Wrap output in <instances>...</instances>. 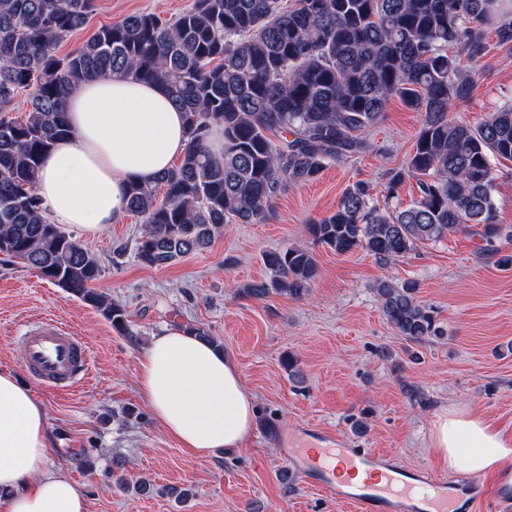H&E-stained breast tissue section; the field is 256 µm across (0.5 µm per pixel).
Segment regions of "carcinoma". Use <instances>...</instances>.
I'll return each mask as SVG.
<instances>
[{
  "label": "carcinoma",
  "instance_id": "carcinoma-1",
  "mask_svg": "<svg viewBox=\"0 0 512 512\" xmlns=\"http://www.w3.org/2000/svg\"><path fill=\"white\" fill-rule=\"evenodd\" d=\"M505 0H193L172 21L148 12L98 29L73 51L59 44L81 29L94 0H0V254L95 308L120 331L125 308L91 284L96 256L50 223L36 194L42 156L68 133L65 100L85 79L127 73L163 87L185 112L189 144L153 185L134 183L128 210L144 218L137 258L167 266L206 248L231 220L260 224L288 186L315 179L331 161L372 150L367 132L398 98L421 128L406 163L390 172L386 199L408 179L417 198L381 207L363 181L336 210L308 226L338 254L363 249L381 264L474 224L486 245L512 239L496 222L491 160H512V105L473 127L451 112L473 92L471 72L490 45L512 47ZM26 117H13L20 93ZM214 125L224 151L205 146ZM267 280L243 288L263 299H298L318 276L312 251L263 254ZM392 328L414 343L440 335L413 281L376 284Z\"/></svg>",
  "mask_w": 512,
  "mask_h": 512
}]
</instances>
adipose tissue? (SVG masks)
Returning <instances> with one entry per match:
<instances>
[{
  "mask_svg": "<svg viewBox=\"0 0 512 512\" xmlns=\"http://www.w3.org/2000/svg\"><path fill=\"white\" fill-rule=\"evenodd\" d=\"M68 136L44 157L37 193L51 223L97 235L127 213L131 183L153 184L182 156L184 115L164 88L130 75L92 78L68 98ZM138 388L155 420L190 456L244 447L255 421L253 395L224 351L171 326L139 354ZM43 403L0 371V512H87L82 485L48 466ZM449 469L512 473V436L469 408L433 425Z\"/></svg>",
  "mask_w": 512,
  "mask_h": 512,
  "instance_id": "adipose-tissue-1",
  "label": "adipose tissue"
}]
</instances>
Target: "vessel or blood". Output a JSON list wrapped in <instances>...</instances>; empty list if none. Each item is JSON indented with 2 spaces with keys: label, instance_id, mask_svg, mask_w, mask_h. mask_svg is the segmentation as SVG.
Segmentation results:
<instances>
[{
  "label": "vessel or blood",
  "instance_id": "obj_1",
  "mask_svg": "<svg viewBox=\"0 0 512 512\" xmlns=\"http://www.w3.org/2000/svg\"><path fill=\"white\" fill-rule=\"evenodd\" d=\"M15 349L29 377L44 388L66 391L89 373L87 347L65 323L46 320L26 327ZM322 439V456L304 449L282 448L281 459L290 475L352 506L355 512H499L503 497L482 479L467 474L431 477L424 468H403L389 453L355 448L324 435L316 426L304 428Z\"/></svg>",
  "mask_w": 512,
  "mask_h": 512
}]
</instances>
